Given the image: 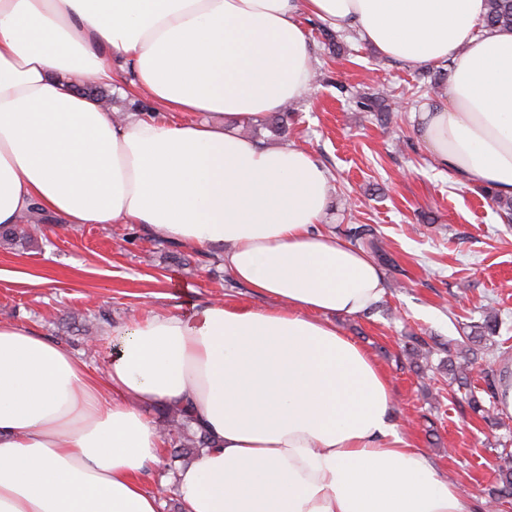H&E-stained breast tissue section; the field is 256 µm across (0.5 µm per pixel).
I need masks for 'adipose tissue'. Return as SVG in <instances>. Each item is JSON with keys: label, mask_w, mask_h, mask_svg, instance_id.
Wrapping results in <instances>:
<instances>
[{"label": "adipose tissue", "mask_w": 512, "mask_h": 512, "mask_svg": "<svg viewBox=\"0 0 512 512\" xmlns=\"http://www.w3.org/2000/svg\"><path fill=\"white\" fill-rule=\"evenodd\" d=\"M304 13L384 57L451 63L422 135L457 180L512 195V31L483 30L484 0H0V225L137 224L220 252L275 302L131 319L101 378L0 321V512H160L142 477L164 462L161 404L190 405L213 441L177 472L182 512H477L334 322L385 281L320 229L328 170L240 132L311 88ZM119 81L154 114L118 121L81 90Z\"/></svg>", "instance_id": "1"}]
</instances>
